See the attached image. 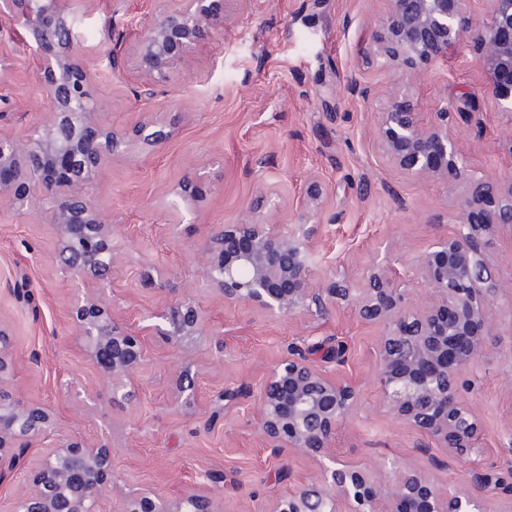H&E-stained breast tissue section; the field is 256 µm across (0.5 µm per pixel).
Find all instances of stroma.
I'll list each match as a JSON object with an SVG mask.
<instances>
[{"label":"stroma","mask_w":512,"mask_h":512,"mask_svg":"<svg viewBox=\"0 0 512 512\" xmlns=\"http://www.w3.org/2000/svg\"><path fill=\"white\" fill-rule=\"evenodd\" d=\"M168 0H62V10L87 17L82 34L103 50L119 47L128 70L122 80L96 74L93 88L103 123L129 128L175 120L172 135L148 155L112 161L97 175L94 204L123 244L121 277L107 295L127 321L141 324L181 295L203 309L204 330L184 348L161 337L136 375V401L112 406L106 384L83 360L69 323L70 283L57 264V235L33 215L0 206V324L11 334L17 369L12 386L24 399L50 407L51 437L101 439L112 448V474L122 490L152 488L176 499L191 488H211L222 512H269L281 496L321 474L309 455L267 448L257 425L259 395L271 369L291 347L343 345L341 362L326 371L359 386L358 403L333 440L342 462L375 470L389 484L399 467L418 469L440 490L471 486L473 473H496L512 484V301L489 311L483 357L467 371V394L483 431L478 453L449 457L385 407L374 383L382 329L351 309L326 316L271 318L224 303L206 288L197 249L209 230L238 223L265 188L278 206L263 210L269 223L296 222L307 184L328 189L313 246L334 258L353 287L369 267L390 257L399 287L420 303L414 276L430 244L457 225L462 185L409 180L379 158L374 131L380 100L367 104L347 92L351 79L376 83L381 96L410 87L422 117L444 101L479 99L487 82L466 44L439 63L411 72L381 70L372 33L387 0H241L218 34L175 66L176 76L153 98L137 97L142 77L135 50ZM30 36L0 20V136L18 137L52 114L36 82ZM482 127L455 126L458 151L476 174L512 173V115L483 104ZM207 174L202 197L177 200L180 181ZM159 269L161 285L143 287L138 275ZM26 278L30 298L13 285ZM196 372L197 399L177 405L174 380L184 361ZM95 397L86 407L83 394Z\"/></svg>","instance_id":"1"}]
</instances>
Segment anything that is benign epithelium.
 I'll return each mask as SVG.
<instances>
[{
    "label": "benign epithelium",
    "instance_id": "benign-epithelium-1",
    "mask_svg": "<svg viewBox=\"0 0 512 512\" xmlns=\"http://www.w3.org/2000/svg\"><path fill=\"white\" fill-rule=\"evenodd\" d=\"M488 2L484 14L477 5ZM58 0H0V16L31 36L26 43L39 61L43 99L53 119L25 138L0 137V201L19 214L35 197L46 206L60 237L61 270L74 279L69 319L95 373L108 381L114 404H130L138 389L133 374L147 360L149 341L160 336L175 345L203 328L205 314L192 300H179L133 328L120 321L98 291L120 276L112 225L92 201L102 166L122 159L132 146L154 148L172 134L156 123L114 129L99 121L102 111L91 81V52L82 44L76 12ZM240 0H171L147 29L139 46L143 95L170 82L172 65L188 59L201 39L224 24ZM377 55L390 66L416 70L441 60L448 48L468 41L489 75L484 97L512 112V0H389L373 31ZM349 93L365 102L376 87L355 79ZM463 105L443 106L423 122L414 96L392 90L375 130L381 159L402 175L464 184L457 200L459 227L423 254L418 275L425 301L412 306L398 274L373 266L366 288L357 291L336 277L335 262L321 258L328 273L312 287L318 261L312 250L326 187L306 188L294 228L277 231L259 219L266 196L247 207L238 224L207 236L198 252L203 275L227 304H241L270 317L322 315L349 306L384 334L376 352L375 384L388 407L409 427L455 457L473 454L482 425L460 392V377L483 354L489 331L488 306L504 290L486 251L490 237H512V175L496 181L477 177L460 159L452 127L461 117L480 126L483 113ZM16 358L9 332L0 326V483L28 470L8 512H101L119 494V512H220L206 486L172 501L152 489L120 492L112 480V449L100 441L60 438L45 444L53 424L50 408L28 402L10 384ZM181 400L197 398L195 373L187 361L176 378ZM358 388L300 354L291 353L269 371L259 397L257 424L268 447L281 454L302 452L333 463L321 479L277 499L270 512H487L481 492L492 485L486 473L473 476L474 492H442L417 471L398 472L390 488L362 469L336 463L332 442L357 404Z\"/></svg>",
    "mask_w": 512,
    "mask_h": 512
}]
</instances>
